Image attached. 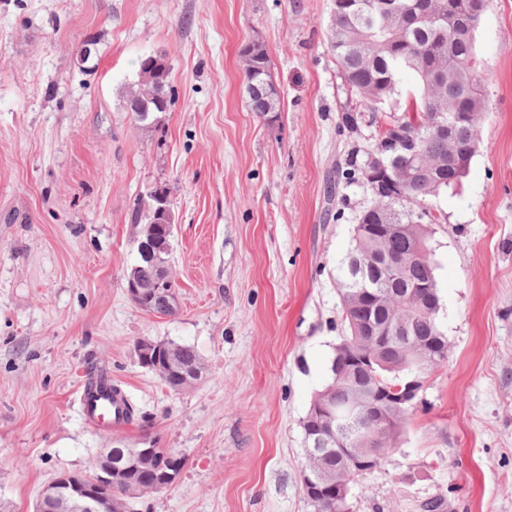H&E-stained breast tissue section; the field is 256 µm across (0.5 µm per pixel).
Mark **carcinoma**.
I'll return each mask as SVG.
<instances>
[{
	"mask_svg": "<svg viewBox=\"0 0 512 512\" xmlns=\"http://www.w3.org/2000/svg\"><path fill=\"white\" fill-rule=\"evenodd\" d=\"M486 0H356L331 16L328 42L344 82L357 100L345 113L346 124H357V112L365 109L380 114L376 150L398 148L393 171L371 192L372 204L362 210L354 230L353 246L338 266L343 342L347 355L331 361V408L340 415V433L356 428L350 405L354 389L378 380L398 382L416 359L432 371L448 362L438 324L440 298L436 264L429 244L430 226L439 222L426 204L427 198L456 186L465 177L458 164L470 167L462 157L469 149L484 117L475 116L436 130L448 122V110L463 106L483 93V75L473 69L477 62L474 33ZM457 15L448 28V11ZM240 67L249 106L254 112H275L279 92L271 79L270 60L264 45L251 43L240 51ZM418 82L415 94L400 99L405 73ZM170 65L162 54L140 60L136 80L123 91L120 107L146 108L148 116L133 113L132 120L147 126L156 121L159 97L169 89ZM400 263L393 272L390 263ZM380 294L384 301L371 308V319L386 328L388 339L382 350L369 345L354 319L366 291ZM178 365L170 369L162 344L142 342L136 346L139 364L158 375L168 388L180 392L190 387L184 374L202 361L190 344L174 343ZM407 409H384L379 448L383 454L396 451L403 432ZM154 448L152 472L136 470L129 479L112 481L100 494L132 512L135 500L163 490L168 473L180 474L185 458L172 457L173 449ZM143 486L137 496L127 494L128 481Z\"/></svg>",
	"mask_w": 512,
	"mask_h": 512,
	"instance_id": "obj_1",
	"label": "carcinoma"
}]
</instances>
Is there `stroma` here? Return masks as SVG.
<instances>
[{"label": "stroma", "mask_w": 512, "mask_h": 512, "mask_svg": "<svg viewBox=\"0 0 512 512\" xmlns=\"http://www.w3.org/2000/svg\"><path fill=\"white\" fill-rule=\"evenodd\" d=\"M333 0H0V507L33 512L59 474L148 437L185 459L137 512H314L303 421L345 334L337 267L371 203L326 188L375 127L328 44ZM96 51L80 63L87 42ZM265 45L279 109L251 111L239 68ZM488 112L461 185L429 199L451 350L397 450L352 490V512H512V0L476 30ZM166 54L169 111L120 107L140 60ZM168 189L178 310L138 308L129 215ZM142 340L193 345L205 377L171 391ZM105 368L136 418L89 427L75 391Z\"/></svg>", "instance_id": "stroma-1"}]
</instances>
